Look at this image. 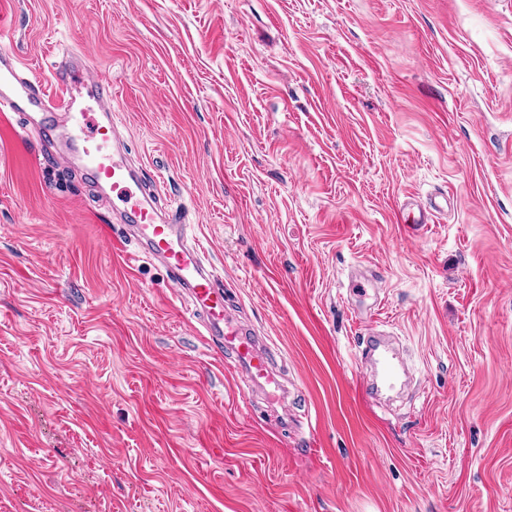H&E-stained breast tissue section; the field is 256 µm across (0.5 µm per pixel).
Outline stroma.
<instances>
[{
    "mask_svg": "<svg viewBox=\"0 0 512 512\" xmlns=\"http://www.w3.org/2000/svg\"><path fill=\"white\" fill-rule=\"evenodd\" d=\"M0 45L111 79L293 390L244 392L89 177L0 135V512H512V0H0ZM375 312L419 378L388 407Z\"/></svg>",
    "mask_w": 512,
    "mask_h": 512,
    "instance_id": "35a3bbf8",
    "label": "stroma"
}]
</instances>
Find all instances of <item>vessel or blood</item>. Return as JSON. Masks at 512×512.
I'll return each mask as SVG.
<instances>
[{
	"mask_svg": "<svg viewBox=\"0 0 512 512\" xmlns=\"http://www.w3.org/2000/svg\"><path fill=\"white\" fill-rule=\"evenodd\" d=\"M55 91L47 93L42 84L21 78L12 52L0 49V128L10 129L12 115L37 109L44 116L29 125L27 135L41 142L53 141L59 120H66L72 133L66 140L67 163L90 175L105 192L104 199L120 223L135 226L137 259L159 261L168 284L189 296L203 328L207 345L230 349L252 382H261L274 399L286 396L277 378L274 353L262 345L224 303V283L202 260L200 245L192 244L191 226L181 214L162 206L157 189L146 186L127 157L123 137L112 117V82L94 73L87 57L75 54L61 60L55 71ZM95 100L101 109L94 133H85V114L76 104L77 93ZM366 346L380 356L373 373L375 382L364 385L370 397H377L380 384H391L399 368L380 351L381 333L369 326L363 337Z\"/></svg>",
	"mask_w": 512,
	"mask_h": 512,
	"instance_id": "obj_1",
	"label": "vessel or blood"
}]
</instances>
